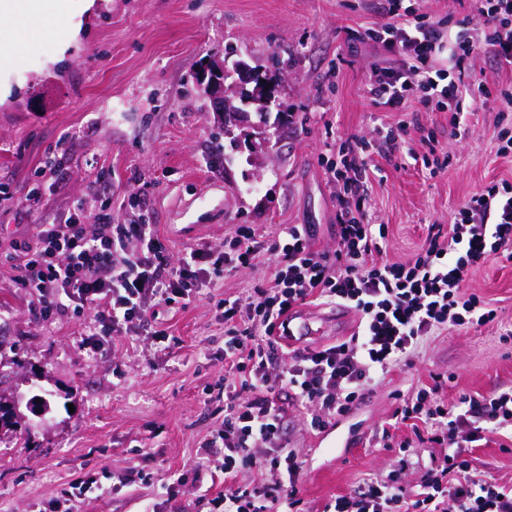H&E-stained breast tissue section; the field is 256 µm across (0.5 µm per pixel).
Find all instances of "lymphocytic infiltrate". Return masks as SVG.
<instances>
[{
    "label": "lymphocytic infiltrate",
    "mask_w": 512,
    "mask_h": 512,
    "mask_svg": "<svg viewBox=\"0 0 512 512\" xmlns=\"http://www.w3.org/2000/svg\"><path fill=\"white\" fill-rule=\"evenodd\" d=\"M386 19L371 28L389 64L375 69L368 95L375 108L401 111L416 99L424 111L448 115L460 128L465 101L497 99L512 112V89H490L473 79L472 60L487 55L512 68V0H473L482 21L469 33L461 20L455 37L443 24L387 0ZM369 141L342 139L338 161L326 171L340 206L334 250L317 249L307 224H287L268 245L248 226H238L227 249L199 244L173 258L155 225L88 226L76 219L38 224L31 237L12 242L7 259L14 282L31 299L42 323L86 317L83 340L92 358L111 354L119 338H166L163 308L188 305L226 269L271 258L269 277L245 296L222 299L229 328L224 338V386L210 403L224 420L199 447L213 460L211 512H301L297 482L304 460L286 445L289 409L303 411L311 428H324L349 413L368 386L410 362L435 332L494 323L496 309L463 288L467 271L491 253L512 248V186L490 185L458 209L447 231L429 232L411 258L383 257L388 227L367 213ZM320 301L358 313L357 333L319 349L284 355L277 330L296 306ZM441 380L404 397L382 430L386 449L400 459L337 495L324 512H512V485L475 472L469 444L502 437L512 441V388L480 398L445 403ZM412 437L397 438L405 424ZM428 437L438 450L421 465L414 438ZM417 483H410L413 471Z\"/></svg>",
    "instance_id": "1"
}]
</instances>
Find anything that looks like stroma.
<instances>
[{
	"instance_id": "35a3bbf8",
	"label": "stroma",
	"mask_w": 512,
	"mask_h": 512,
	"mask_svg": "<svg viewBox=\"0 0 512 512\" xmlns=\"http://www.w3.org/2000/svg\"><path fill=\"white\" fill-rule=\"evenodd\" d=\"M386 0H94L69 43L55 33L29 48L15 46V28L0 22V47L12 49L0 68V253L38 224L78 214L85 224L109 216L124 224L145 218L174 255L208 243L223 248L245 224L267 243L285 224H309L316 246H336L339 207L325 173L340 138L405 121L408 146L426 153L435 136L447 168L430 173L407 161L395 167L371 148L367 203L373 223L387 225V257L410 258L432 224L448 225L485 186L512 184V155L497 152L499 104L467 113L456 137L444 112H379L367 85L381 50L366 31L382 22ZM245 60L271 77L275 103L267 123L251 121L247 141L231 146L224 121L197 88L204 60ZM40 204L26 210L25 199ZM265 262L225 272L208 294L170 313L169 339L148 337L92 359L81 346L84 321L37 322L28 296L0 264V397L18 404L26 440H0V512H42L73 473L92 477L98 495L81 512H160L195 501L190 471L196 451L221 416L204 388L224 380V310L219 300L260 285ZM467 292L498 309L497 322L438 331L412 366L391 371L366 400L322 431L303 413L288 415L290 447L305 458L299 495L305 512H322L368 473L396 463L379 448V428L399 406V393L447 374L448 401L512 387V255L499 252L470 268ZM299 311L316 331L315 349L351 336L356 314L310 303ZM42 396L43 418L27 402ZM133 470L140 480L113 489ZM182 473L175 502L161 489Z\"/></svg>"
}]
</instances>
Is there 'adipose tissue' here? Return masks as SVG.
<instances>
[{
    "instance_id": "1",
    "label": "adipose tissue",
    "mask_w": 512,
    "mask_h": 512,
    "mask_svg": "<svg viewBox=\"0 0 512 512\" xmlns=\"http://www.w3.org/2000/svg\"><path fill=\"white\" fill-rule=\"evenodd\" d=\"M86 5V0H0V16L24 27L30 44L44 25L67 32L71 15Z\"/></svg>"
}]
</instances>
